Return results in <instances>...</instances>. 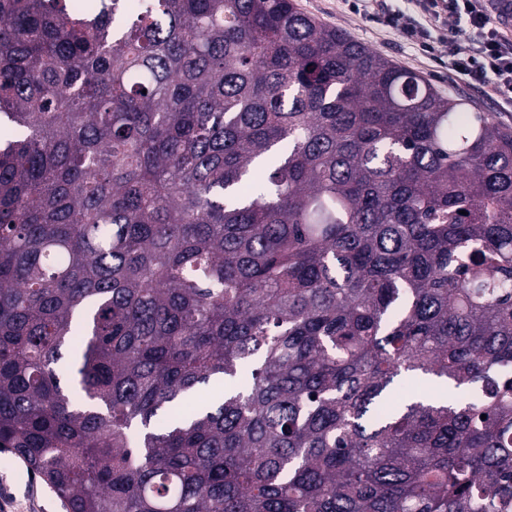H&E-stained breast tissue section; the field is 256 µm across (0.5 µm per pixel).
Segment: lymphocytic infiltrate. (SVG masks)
Segmentation results:
<instances>
[{
    "label": "lymphocytic infiltrate",
    "instance_id": "1",
    "mask_svg": "<svg viewBox=\"0 0 512 512\" xmlns=\"http://www.w3.org/2000/svg\"><path fill=\"white\" fill-rule=\"evenodd\" d=\"M417 16L371 0H350L353 10L399 31L426 53L448 48V69L456 80L486 87L512 103V40L493 16L491 0H414Z\"/></svg>",
    "mask_w": 512,
    "mask_h": 512
}]
</instances>
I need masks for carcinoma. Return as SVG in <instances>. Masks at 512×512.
I'll use <instances>...</instances> for the list:
<instances>
[{
    "label": "carcinoma",
    "instance_id": "obj_1",
    "mask_svg": "<svg viewBox=\"0 0 512 512\" xmlns=\"http://www.w3.org/2000/svg\"><path fill=\"white\" fill-rule=\"evenodd\" d=\"M0 123L66 512H512V131L294 0H0Z\"/></svg>",
    "mask_w": 512,
    "mask_h": 512
}]
</instances>
